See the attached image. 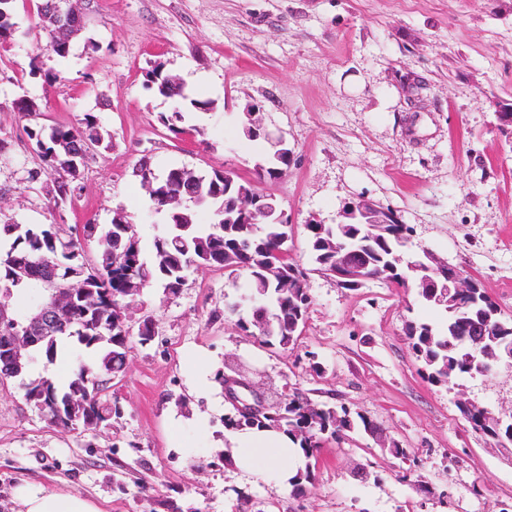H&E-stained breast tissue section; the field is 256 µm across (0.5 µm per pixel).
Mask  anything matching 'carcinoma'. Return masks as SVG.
I'll list each match as a JSON object with an SVG mask.
<instances>
[{
  "instance_id": "1",
  "label": "carcinoma",
  "mask_w": 512,
  "mask_h": 512,
  "mask_svg": "<svg viewBox=\"0 0 512 512\" xmlns=\"http://www.w3.org/2000/svg\"><path fill=\"white\" fill-rule=\"evenodd\" d=\"M17 0H0V48L13 43L19 35L15 21ZM43 38L37 42V53L29 64V75L40 77L44 83L53 85L63 76L40 66L41 58L64 59L69 52L57 48L47 28H42ZM167 73L157 64L145 73L144 86L155 94L176 102L173 111L161 117L162 123L171 132L181 130L187 110L208 112L213 101L198 99L179 83L166 82ZM28 139L42 166L27 171L26 181H37L41 171L51 169L57 177L46 190L55 207H60L72 198L75 177L66 170L67 154L82 162L80 152L87 143L104 140L96 115L86 112L72 126L36 124L25 128ZM138 176L141 183L152 182L157 192L153 202L156 209L167 214L168 222L163 231L155 236L153 258L144 256L137 231L128 224H109L101 227L86 224L83 233L57 223L22 224L15 220L0 224V242L4 253L0 254V292L10 297L21 295L33 285H41L49 300L53 284L49 282L45 267H59V273L84 275L89 288L97 298L96 307L89 309L78 303L73 308L74 325L67 333L50 336L29 350V358L41 357L50 364L59 355L60 345L71 338L87 349L99 352L96 363L81 364L70 381L62 386L48 376H39L25 384V398L34 404L50 424L62 423L63 428L96 431L111 426L112 402L104 394L109 380L125 371L129 337L115 333L108 336L86 335L79 328L91 322L112 319V304L123 298L127 282L133 278L150 288L159 285L172 293L184 285L185 269L191 265L213 268L243 270L250 280L251 291L265 284L269 278L267 265L274 258L273 252L279 241L287 235L284 224H226L224 223V175L215 173L204 180L184 168L173 167L164 175L157 176L146 166H141ZM202 210L212 213L206 224L199 222ZM359 238H369L371 260L369 271L377 278L404 285L399 275L387 272L394 259L399 241L409 237L410 228L405 224H379L369 231L357 224ZM309 246L316 270L326 274L333 266L331 254L324 241L331 234V224H308ZM95 238L98 243V260L94 267L87 266L82 249V240ZM263 297L270 304L267 316L265 342L278 344L282 348L292 345L296 334L304 327L311 302L308 289L300 285L286 294L276 288L264 289ZM422 300L442 310L446 315V328L410 320L405 325V335L419 360L424 364L427 378L435 383L451 379L470 377L474 374L472 362L467 360V351L459 344L457 334L462 327L456 322L460 315L478 324L493 306V303L470 302L469 306L456 313L452 306L439 303L427 294ZM9 320L0 325V341L21 329L25 313L8 308ZM473 428L501 441L506 434L498 431L493 412L484 407H475L467 414ZM368 430L375 427L372 420L361 413H352L344 406H318L300 393L288 396L273 411V416H264L258 421L248 420L236 414L226 419L225 426L265 428L276 426L287 430L306 458L324 440L346 439L357 425Z\"/></svg>"
}]
</instances>
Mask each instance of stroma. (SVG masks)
<instances>
[{
	"instance_id": "stroma-1",
	"label": "stroma",
	"mask_w": 512,
	"mask_h": 512,
	"mask_svg": "<svg viewBox=\"0 0 512 512\" xmlns=\"http://www.w3.org/2000/svg\"><path fill=\"white\" fill-rule=\"evenodd\" d=\"M22 34L0 49V220L134 224L144 252L165 227L136 170L187 167L250 179L271 151L242 133L247 105L283 136L293 159L260 184L290 221L287 247L307 273L306 323L289 348L237 328L224 305L250 314L244 272L191 267L176 293L144 289L128 312L149 343L131 336L127 369L108 395L119 409L91 436L51 426L25 399L26 379L50 374L44 360L0 385V512H19L13 490L29 482L80 495L102 512H512V443L472 429L458 397L512 411V368L434 383L405 335L407 321L445 325L416 288L378 279L354 290L316 271L306 224H333L361 198L411 227L403 249L430 252L479 279L512 317V0H90L86 27L49 86L30 77L38 21L19 0ZM213 100L179 134L161 121L171 100L143 86L155 64ZM26 97L39 123L71 126L94 113L107 137L92 147L76 200L52 210L38 166L13 112ZM200 352L207 391H189L191 352ZM244 374L270 404L293 392L345 405L381 425L405 448L390 456L364 431L325 440L301 495L231 474L217 443L233 407L222 379ZM181 415L171 431L167 415ZM208 419L201 432L196 415ZM379 472L381 482L360 479ZM430 494L417 492L418 482Z\"/></svg>"
}]
</instances>
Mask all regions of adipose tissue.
<instances>
[{"instance_id":"adipose-tissue-1","label":"adipose tissue","mask_w":512,"mask_h":512,"mask_svg":"<svg viewBox=\"0 0 512 512\" xmlns=\"http://www.w3.org/2000/svg\"><path fill=\"white\" fill-rule=\"evenodd\" d=\"M226 462L234 473L287 486L307 460L286 432L274 427L230 429L224 433ZM15 497L22 512H100L91 501L71 493L24 484Z\"/></svg>"}]
</instances>
